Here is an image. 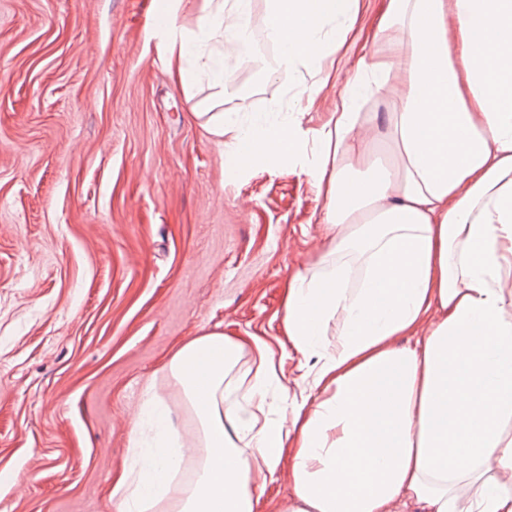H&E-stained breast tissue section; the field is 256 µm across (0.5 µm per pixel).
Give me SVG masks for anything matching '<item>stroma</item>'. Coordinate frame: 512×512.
<instances>
[{
  "label": "stroma",
  "instance_id": "35a3bbf8",
  "mask_svg": "<svg viewBox=\"0 0 512 512\" xmlns=\"http://www.w3.org/2000/svg\"><path fill=\"white\" fill-rule=\"evenodd\" d=\"M168 0H0V512H116L147 387L179 407L166 364L195 336L264 338L300 393L287 279L326 247L305 168L387 0H357L330 78L268 74V0L228 59L256 111L300 113L293 158L232 171L158 31Z\"/></svg>",
  "mask_w": 512,
  "mask_h": 512
}]
</instances>
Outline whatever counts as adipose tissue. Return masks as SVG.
Returning a JSON list of instances; mask_svg holds the SVG:
<instances>
[{
    "label": "adipose tissue",
    "instance_id": "adipose-tissue-1",
    "mask_svg": "<svg viewBox=\"0 0 512 512\" xmlns=\"http://www.w3.org/2000/svg\"><path fill=\"white\" fill-rule=\"evenodd\" d=\"M203 2L170 70L184 82L202 60L234 168L290 156L295 111L255 116L226 66L250 0ZM355 6L269 0L270 73L325 72ZM377 36L385 53L360 60L318 133L329 247L286 286L307 390L285 391L261 337L183 343L168 362L183 413L147 389L118 512H256L288 445L293 496L275 512H512V0H387ZM387 95L395 112L360 116Z\"/></svg>",
    "mask_w": 512,
    "mask_h": 512
}]
</instances>
